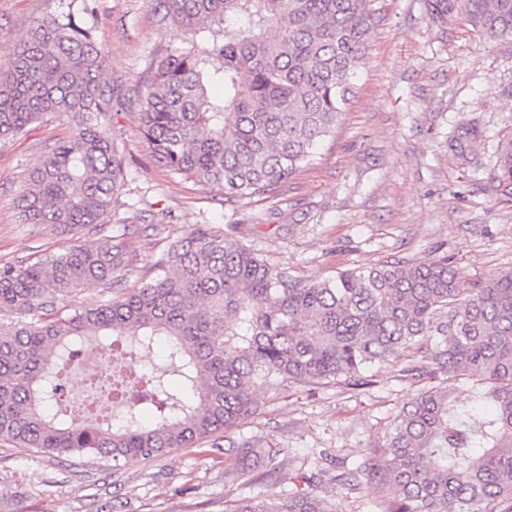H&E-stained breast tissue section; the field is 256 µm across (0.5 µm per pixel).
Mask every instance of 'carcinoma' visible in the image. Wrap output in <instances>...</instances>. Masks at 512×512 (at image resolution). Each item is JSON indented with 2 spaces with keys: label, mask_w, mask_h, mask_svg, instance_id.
I'll return each mask as SVG.
<instances>
[{
  "label": "carcinoma",
  "mask_w": 512,
  "mask_h": 512,
  "mask_svg": "<svg viewBox=\"0 0 512 512\" xmlns=\"http://www.w3.org/2000/svg\"><path fill=\"white\" fill-rule=\"evenodd\" d=\"M371 0H148L179 44L152 62L139 120L150 157L232 196L273 192L317 160L354 96L371 25ZM433 20L460 14L492 37H512V0H428ZM87 3L44 16L0 63V138L56 116L70 121L28 171L25 224L100 232L124 185L106 120L114 91L105 52L84 20ZM223 87L213 97L209 87ZM482 131L456 127L451 149L469 163ZM494 188L512 196V138L500 147ZM133 265L125 234L102 235L26 265L0 267V440L44 452L148 461L203 443L252 410L256 387L278 380L368 386L369 368L420 344L419 377L451 371L473 382L464 406L421 391L394 419L382 457L364 467L395 486L388 512H512V271L473 288L448 257L336 272L320 281L274 267L199 226L154 263V276L122 286ZM98 283L115 297L63 313L59 301ZM88 336L121 355L128 338L161 345L166 368L146 378L109 375L123 424L78 422L57 403L63 357ZM224 455L275 482L279 450L248 438ZM230 512H335L292 492L245 498Z\"/></svg>",
  "instance_id": "cac0c4a2"
}]
</instances>
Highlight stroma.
I'll return each instance as SVG.
<instances>
[{
    "label": "stroma",
    "mask_w": 512,
    "mask_h": 512,
    "mask_svg": "<svg viewBox=\"0 0 512 512\" xmlns=\"http://www.w3.org/2000/svg\"><path fill=\"white\" fill-rule=\"evenodd\" d=\"M68 3L0 0V60L27 39L36 19ZM89 6L105 49L104 76L125 101L108 120L125 184L101 232H125L135 255L128 283L146 278L172 242L201 224L308 280L442 255L467 288L512 270V199L490 189L498 144L512 135V38L488 37L459 16L433 22L426 0H373L357 94L317 164L273 193L234 197L154 163L140 135L146 71L177 37L156 23L147 0ZM469 121L484 137L473 163L464 165L448 140ZM69 132L60 116L0 139V266L33 263L89 241L84 231L19 218L28 168ZM420 359L415 349L404 350L374 366L372 385L362 389L335 380L258 388L250 416L205 443L150 461L48 454L2 441L0 512H228L239 499L291 490L320 496L336 512H386L394 491L362 464L385 447L393 418L424 389L445 388L459 400L472 390L451 373L408 375ZM241 438L280 449V484L226 470L223 446ZM347 470L356 490L336 481Z\"/></svg>",
    "instance_id": "1"
}]
</instances>
